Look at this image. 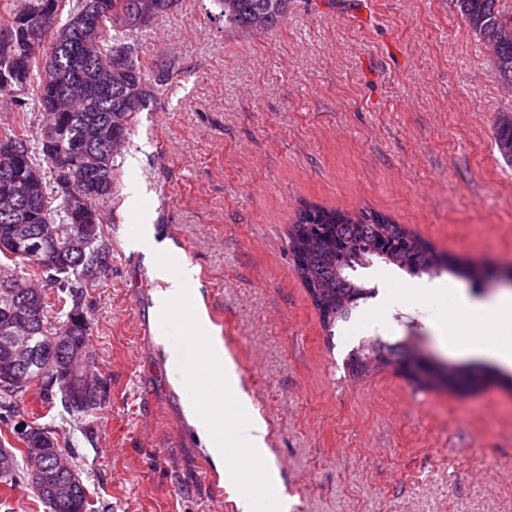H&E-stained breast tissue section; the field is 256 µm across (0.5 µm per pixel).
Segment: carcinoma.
Here are the masks:
<instances>
[{"label": "carcinoma", "instance_id": "cac0c4a2", "mask_svg": "<svg viewBox=\"0 0 512 512\" xmlns=\"http://www.w3.org/2000/svg\"><path fill=\"white\" fill-rule=\"evenodd\" d=\"M178 0H12L0 15V33L11 40L0 41V91L11 93L10 102L20 112H37L45 126L57 135L53 145L45 132L36 138L16 127L0 129V243L8 240L12 224L1 213L12 209L13 192L28 189V206L18 215L21 224H51L56 235L41 247L10 257L0 250L16 270L10 288L0 290V373L11 368L9 334L5 319L17 331L24 330L27 305L40 306L45 331L31 344L44 355L32 363L22 391L0 387V422L15 416L17 398L33 389L40 404L51 410L59 403L70 414L84 416L101 408V394L79 398L67 385V364L51 353L53 338L66 337L64 349H86L91 315L84 312L76 323L71 313L84 308V288L108 268V245L102 238L103 219L97 202L112 193L115 178L114 153L84 149V144L114 140L122 143L130 135L131 121L154 94L155 86L168 78L165 65L147 66L138 58V34L171 12ZM224 25L245 33H258L281 21L289 0H212ZM472 31L492 51V67L499 78L512 84V32L504 27V14L497 0H456ZM495 143L503 160L512 165V118L499 121ZM65 156L78 187L82 172L99 166L104 180L88 209L70 208L60 193L56 178L58 156ZM84 224L94 225V247L84 254L67 250L69 239ZM295 270L319 310L323 326L332 331L352 316L357 304L373 294L351 277L350 271L373 259L391 263L410 273L448 269V258L416 236H406L388 216L372 210L349 214L316 205L300 209L291 233ZM41 279L54 288H33ZM59 311L64 319L49 320ZM414 354L404 344L371 340L349 354L355 371L371 363L400 362ZM31 426L17 433L22 447H10L14 466L0 476L7 486L23 481L33 485L49 512H90L89 493L78 491L67 508L59 507L47 487L27 465Z\"/></svg>", "mask_w": 512, "mask_h": 512}]
</instances>
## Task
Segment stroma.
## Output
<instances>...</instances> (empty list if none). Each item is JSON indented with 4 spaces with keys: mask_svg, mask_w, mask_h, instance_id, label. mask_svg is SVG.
I'll return each mask as SVG.
<instances>
[{
    "mask_svg": "<svg viewBox=\"0 0 512 512\" xmlns=\"http://www.w3.org/2000/svg\"><path fill=\"white\" fill-rule=\"evenodd\" d=\"M212 0H179L139 36L172 69L136 113L99 201L110 267L84 292L88 371L106 400L90 415L18 418L53 430L95 512H239L209 454L161 329L155 267L189 264L193 294L268 426L288 512H512V370L424 385L393 365H347L362 341L411 346L428 369L465 366L437 329L512 346L460 304L499 290L512 264V166L495 145L512 85L456 0H290L245 34ZM385 214L447 255L453 272L376 261L353 276L373 309L327 333L295 271L303 205Z\"/></svg>",
    "mask_w": 512,
    "mask_h": 512,
    "instance_id": "obj_1",
    "label": "stroma"
}]
</instances>
